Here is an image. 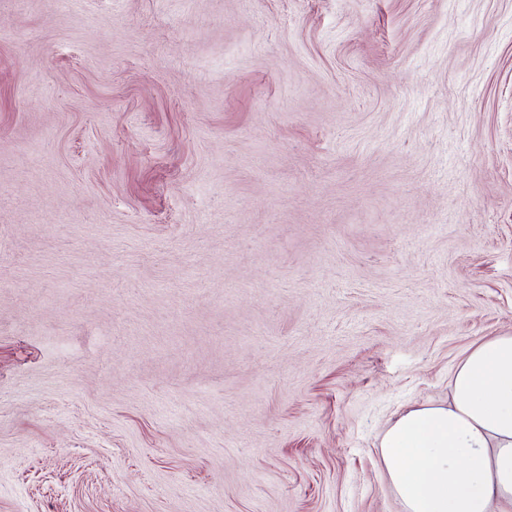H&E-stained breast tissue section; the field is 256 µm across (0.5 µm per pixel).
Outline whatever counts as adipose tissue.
Wrapping results in <instances>:
<instances>
[{"label": "adipose tissue", "instance_id": "adipose-tissue-1", "mask_svg": "<svg viewBox=\"0 0 512 512\" xmlns=\"http://www.w3.org/2000/svg\"><path fill=\"white\" fill-rule=\"evenodd\" d=\"M449 389L382 435L394 492L405 512H512V333L473 345Z\"/></svg>", "mask_w": 512, "mask_h": 512}]
</instances>
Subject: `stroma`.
<instances>
[{
	"label": "stroma",
	"mask_w": 512,
	"mask_h": 512,
	"mask_svg": "<svg viewBox=\"0 0 512 512\" xmlns=\"http://www.w3.org/2000/svg\"><path fill=\"white\" fill-rule=\"evenodd\" d=\"M502 332L512 0H0V512H403Z\"/></svg>",
	"instance_id": "stroma-1"
}]
</instances>
